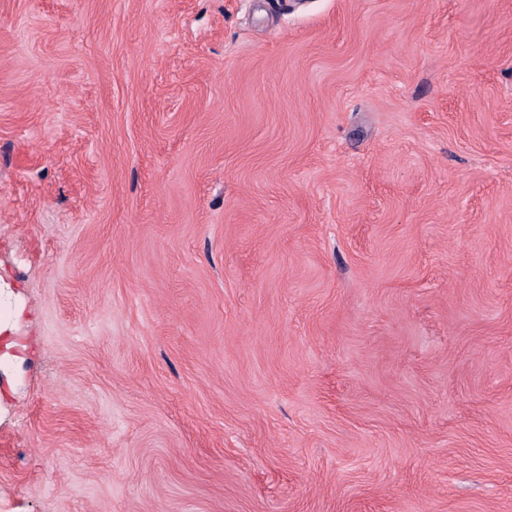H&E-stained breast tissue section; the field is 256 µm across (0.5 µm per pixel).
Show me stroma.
Wrapping results in <instances>:
<instances>
[{
    "instance_id": "1",
    "label": "stroma",
    "mask_w": 512,
    "mask_h": 512,
    "mask_svg": "<svg viewBox=\"0 0 512 512\" xmlns=\"http://www.w3.org/2000/svg\"><path fill=\"white\" fill-rule=\"evenodd\" d=\"M0 512H512V0H0Z\"/></svg>"
}]
</instances>
